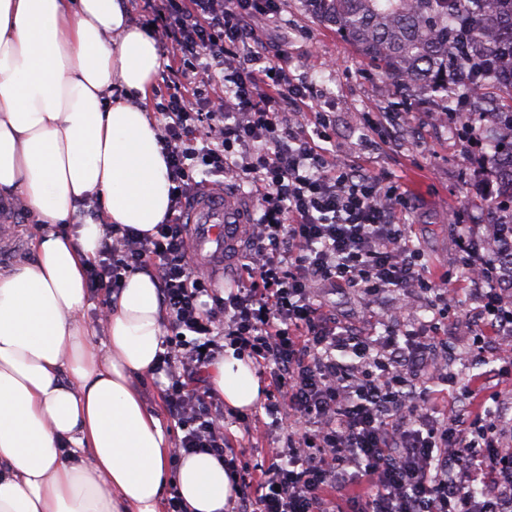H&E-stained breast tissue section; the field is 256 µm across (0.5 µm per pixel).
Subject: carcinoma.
Segmentation results:
<instances>
[{"mask_svg": "<svg viewBox=\"0 0 512 512\" xmlns=\"http://www.w3.org/2000/svg\"><path fill=\"white\" fill-rule=\"evenodd\" d=\"M315 14L336 27L406 92L459 94L497 125L491 142L496 172L512 205V0H318ZM456 80L448 85V74Z\"/></svg>", "mask_w": 512, "mask_h": 512, "instance_id": "1", "label": "carcinoma"}]
</instances>
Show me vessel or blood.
I'll list each match as a JSON object with an SVG mask.
<instances>
[{"label":"vessel or blood","instance_id":"vessel-or-blood-1","mask_svg":"<svg viewBox=\"0 0 512 512\" xmlns=\"http://www.w3.org/2000/svg\"><path fill=\"white\" fill-rule=\"evenodd\" d=\"M189 221L196 224L200 247L214 249L224 260L235 255L242 215L224 194L212 193L193 198L188 207Z\"/></svg>","mask_w":512,"mask_h":512}]
</instances>
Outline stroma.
Masks as SVG:
<instances>
[{
	"instance_id": "obj_1",
	"label": "stroma",
	"mask_w": 512,
	"mask_h": 512,
	"mask_svg": "<svg viewBox=\"0 0 512 512\" xmlns=\"http://www.w3.org/2000/svg\"><path fill=\"white\" fill-rule=\"evenodd\" d=\"M253 24L266 55L284 58L315 101L335 113L339 155L366 165L383 184H403L412 190L406 232L422 256L424 270L436 277L452 274L455 282L451 293L457 304L448 314L450 330L444 335L453 355L448 369L464 385L481 377L487 366L469 359L473 342L452 332L472 311L469 295L460 286L465 273L457 267L458 227L491 222L485 190L497 185L490 154L481 153L475 140L457 134L463 124L475 120L473 114L466 107L448 111L443 101L426 91L403 92L335 27L320 22L307 0H279L276 12L255 18ZM370 117L376 125L372 144L365 148L359 137ZM6 222L8 229L0 235V271L31 254L32 219L12 212ZM319 296L337 320L357 330L388 319L400 301L391 293L368 302L348 288L323 289Z\"/></svg>"
}]
</instances>
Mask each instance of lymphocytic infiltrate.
<instances>
[{
  "label": "lymphocytic infiltrate",
  "instance_id": "obj_1",
  "mask_svg": "<svg viewBox=\"0 0 512 512\" xmlns=\"http://www.w3.org/2000/svg\"><path fill=\"white\" fill-rule=\"evenodd\" d=\"M147 25L170 46L184 81L159 86V141L172 187L154 233L109 224L88 286L118 295L127 274L155 275L173 335L158 365L181 451H207L233 473L231 512H512V417L487 392L441 416L456 377L431 356L439 334L407 331L415 295L447 316V289L427 278L407 238L408 191L386 186L336 153L333 113L305 82L268 60L252 25L276 0H145ZM249 187L259 208L241 228L250 242L235 288L216 295L194 269L185 212L224 183ZM480 245L460 227L458 264L482 317L479 344L512 336V225ZM354 289L366 300L403 296L382 334L336 321L315 294ZM230 341L270 377L250 436L282 434L261 464L243 451L200 383Z\"/></svg>",
  "mask_w": 512,
  "mask_h": 512
}]
</instances>
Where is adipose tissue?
Masks as SVG:
<instances>
[{
    "mask_svg": "<svg viewBox=\"0 0 512 512\" xmlns=\"http://www.w3.org/2000/svg\"><path fill=\"white\" fill-rule=\"evenodd\" d=\"M160 67L126 0H0V197L39 223L32 257L0 271V512H163L170 484L183 512H225L234 494L211 454L170 466L168 433L133 385L163 352L154 275L130 273L98 325L84 320L105 225L150 233L170 207L144 105ZM89 198L102 221L56 232ZM210 375L225 405L259 402L234 350Z\"/></svg>",
    "mask_w": 512,
    "mask_h": 512,
    "instance_id": "obj_1",
    "label": "adipose tissue"
}]
</instances>
